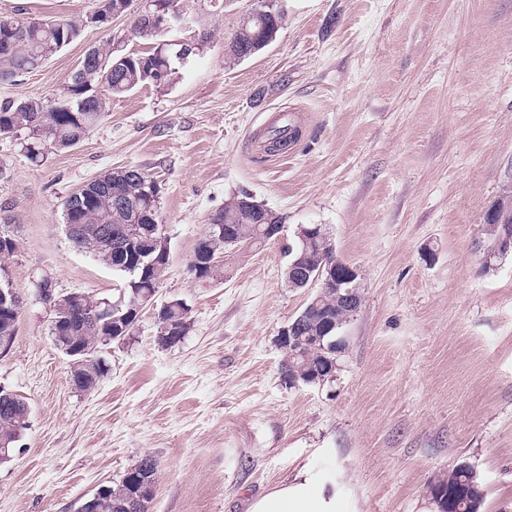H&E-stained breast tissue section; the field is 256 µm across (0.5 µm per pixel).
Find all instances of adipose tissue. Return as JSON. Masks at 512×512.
<instances>
[{"label": "adipose tissue", "mask_w": 512, "mask_h": 512, "mask_svg": "<svg viewBox=\"0 0 512 512\" xmlns=\"http://www.w3.org/2000/svg\"><path fill=\"white\" fill-rule=\"evenodd\" d=\"M246 512H337L336 478L300 471L293 480L249 499Z\"/></svg>", "instance_id": "obj_1"}]
</instances>
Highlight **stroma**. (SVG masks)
Listing matches in <instances>:
<instances>
[{"mask_svg": "<svg viewBox=\"0 0 512 512\" xmlns=\"http://www.w3.org/2000/svg\"><path fill=\"white\" fill-rule=\"evenodd\" d=\"M97 0H0V18L69 20ZM208 16L196 63L169 87L113 99L79 146L31 164L0 138V229L18 250L21 298L0 386L29 426L0 462V512H76L146 455L150 512H245L307 469L336 476L341 512H421L430 485L470 465L481 512H512V255L484 269L486 213L512 190V0H276L277 38L231 63L225 49L258 0H180ZM132 19L86 27L42 66L0 81V102L60 93L88 48ZM292 117L287 153L263 148ZM160 186L170 263L157 303L104 346L97 387L76 390L36 285L117 299L128 279L73 250L63 202L116 168ZM251 194L282 217L279 239L226 251L223 280L188 260L210 219ZM324 225L361 271L335 375L291 385L279 331L311 289L285 284L299 226ZM183 300L190 328L157 340L159 303Z\"/></svg>", "mask_w": 512, "mask_h": 512, "instance_id": "obj_1", "label": "stroma"}]
</instances>
